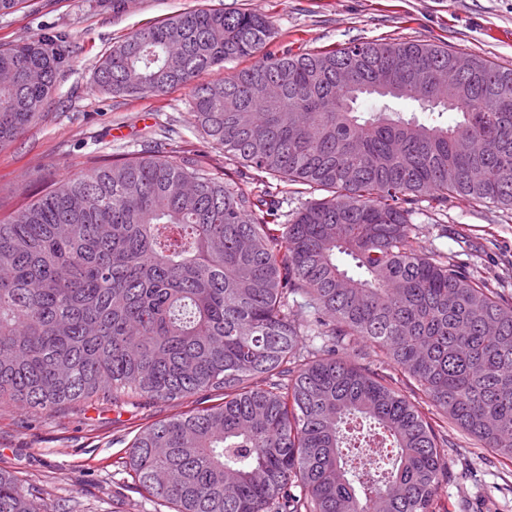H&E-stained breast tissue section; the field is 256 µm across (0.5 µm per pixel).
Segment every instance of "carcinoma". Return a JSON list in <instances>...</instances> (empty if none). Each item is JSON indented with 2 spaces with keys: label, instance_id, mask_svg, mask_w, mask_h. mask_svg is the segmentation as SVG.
I'll return each mask as SVG.
<instances>
[{
  "label": "carcinoma",
  "instance_id": "obj_1",
  "mask_svg": "<svg viewBox=\"0 0 512 512\" xmlns=\"http://www.w3.org/2000/svg\"><path fill=\"white\" fill-rule=\"evenodd\" d=\"M273 21L189 10L117 42L108 95L192 86L197 128L257 174L328 196L282 218L261 190L146 146L64 179L0 222V403L41 413L93 398L218 405L135 435L126 468L175 512H439L448 438L425 405L512 461V298L470 263L415 245L428 197L512 211V68L384 39L269 56ZM253 65L198 84L224 63ZM66 40L0 45V145L42 122ZM390 72L420 86L358 101ZM455 112L405 120L391 101ZM360 339L379 367L339 355ZM413 383L417 399L397 384ZM0 512H52L0 470Z\"/></svg>",
  "mask_w": 512,
  "mask_h": 512
}]
</instances>
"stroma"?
Wrapping results in <instances>:
<instances>
[{"instance_id": "35a3bbf8", "label": "stroma", "mask_w": 512, "mask_h": 512, "mask_svg": "<svg viewBox=\"0 0 512 512\" xmlns=\"http://www.w3.org/2000/svg\"><path fill=\"white\" fill-rule=\"evenodd\" d=\"M214 8L272 17L266 50L277 56L384 38L445 45L512 67V0H129L117 15L109 0H24L0 14V44L61 33L73 62L57 76L46 120L0 148V221L93 160L138 154L151 137L165 155L198 154L215 172L251 184L248 169L202 138L188 88L135 98L105 94L93 81L97 60L114 42L178 13ZM414 210L419 250L458 254L457 235L466 232L478 274L512 293L511 211L464 202L438 211L425 199ZM222 399L218 391L120 407L96 399L51 414L2 404L0 470L48 493L56 512H171L136 490L125 468L129 446L142 428ZM448 455L455 465L439 496L442 512H512V462L453 425Z\"/></svg>"}]
</instances>
